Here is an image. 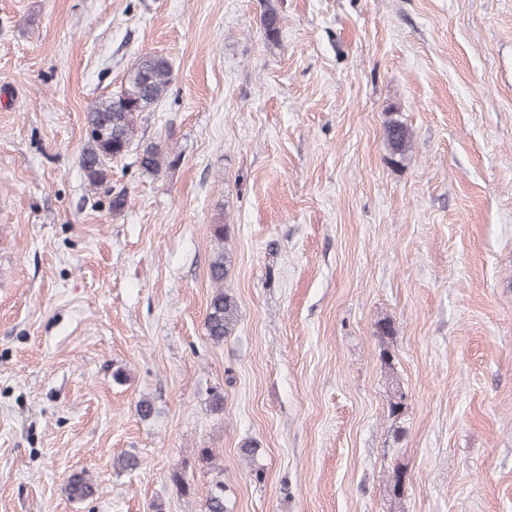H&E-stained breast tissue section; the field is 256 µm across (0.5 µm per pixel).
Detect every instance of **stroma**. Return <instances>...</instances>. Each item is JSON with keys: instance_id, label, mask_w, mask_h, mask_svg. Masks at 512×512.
Masks as SVG:
<instances>
[{"instance_id": "35a3bbf8", "label": "stroma", "mask_w": 512, "mask_h": 512, "mask_svg": "<svg viewBox=\"0 0 512 512\" xmlns=\"http://www.w3.org/2000/svg\"><path fill=\"white\" fill-rule=\"evenodd\" d=\"M272 2L275 42L263 0H0V512H512V0ZM146 53L132 147L176 162L93 190L87 111ZM260 25L266 38L275 41L280 35L283 17L271 4H267L260 15ZM386 147L390 151L391 162L400 164L412 149L411 129L396 117L388 119L384 125ZM226 226H214L213 232L218 244L209 263V276L216 289L209 302L205 329L209 338L217 344L232 335L238 323L239 312L235 297L224 289V280L228 276L231 262L221 245L225 238Z\"/></svg>"}]
</instances>
